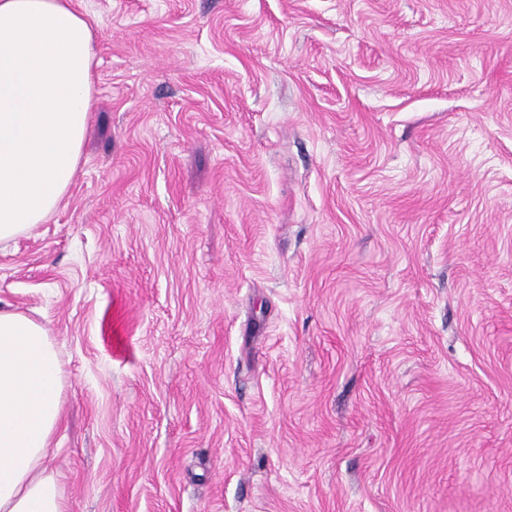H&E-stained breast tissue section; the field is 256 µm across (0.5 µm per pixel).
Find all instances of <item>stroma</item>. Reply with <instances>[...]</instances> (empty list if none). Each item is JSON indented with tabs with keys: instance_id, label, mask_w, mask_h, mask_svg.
<instances>
[{
	"instance_id": "obj_1",
	"label": "stroma",
	"mask_w": 512,
	"mask_h": 512,
	"mask_svg": "<svg viewBox=\"0 0 512 512\" xmlns=\"http://www.w3.org/2000/svg\"><path fill=\"white\" fill-rule=\"evenodd\" d=\"M96 101L0 299L72 512H512V0H74Z\"/></svg>"
}]
</instances>
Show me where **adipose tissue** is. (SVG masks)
Returning <instances> with one entry per match:
<instances>
[{
    "instance_id": "ef3b65f1",
    "label": "adipose tissue",
    "mask_w": 512,
    "mask_h": 512,
    "mask_svg": "<svg viewBox=\"0 0 512 512\" xmlns=\"http://www.w3.org/2000/svg\"><path fill=\"white\" fill-rule=\"evenodd\" d=\"M93 25L73 0H0V243L55 213L94 100ZM63 371L45 324L0 304V512H72L46 462Z\"/></svg>"
}]
</instances>
